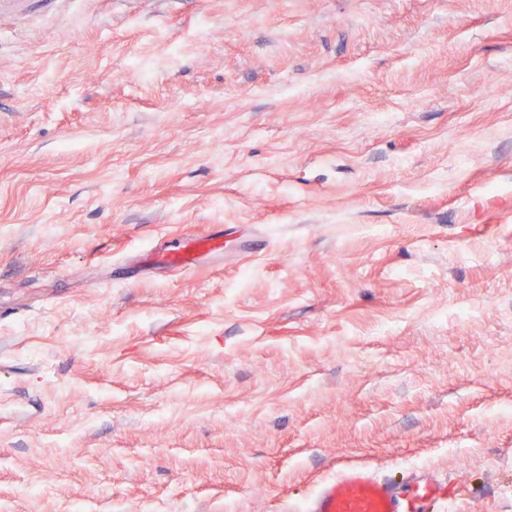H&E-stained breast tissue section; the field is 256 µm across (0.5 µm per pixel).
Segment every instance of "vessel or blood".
<instances>
[{
	"instance_id": "obj_1",
	"label": "vessel or blood",
	"mask_w": 512,
	"mask_h": 512,
	"mask_svg": "<svg viewBox=\"0 0 512 512\" xmlns=\"http://www.w3.org/2000/svg\"><path fill=\"white\" fill-rule=\"evenodd\" d=\"M224 240L206 235L179 242L152 254V261L181 272L197 268L202 257H221ZM453 500L447 482L431 477H412L407 489L366 466H350L322 480L310 493L302 512H433L435 506Z\"/></svg>"
}]
</instances>
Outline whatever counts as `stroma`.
Here are the masks:
<instances>
[{
    "instance_id": "obj_1",
    "label": "stroma",
    "mask_w": 512,
    "mask_h": 512,
    "mask_svg": "<svg viewBox=\"0 0 512 512\" xmlns=\"http://www.w3.org/2000/svg\"><path fill=\"white\" fill-rule=\"evenodd\" d=\"M0 33V512H289L351 464L512 512V0ZM230 224L264 256L138 261Z\"/></svg>"
}]
</instances>
